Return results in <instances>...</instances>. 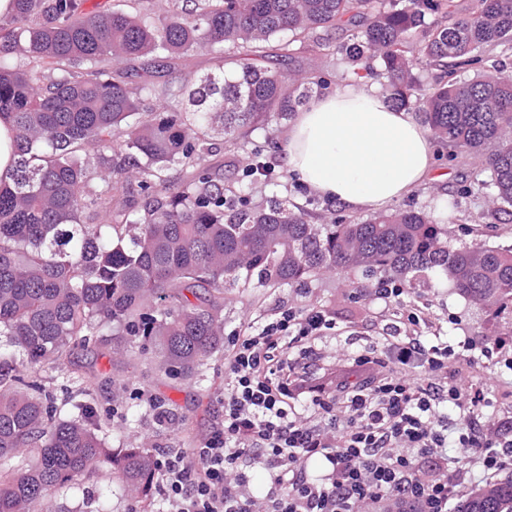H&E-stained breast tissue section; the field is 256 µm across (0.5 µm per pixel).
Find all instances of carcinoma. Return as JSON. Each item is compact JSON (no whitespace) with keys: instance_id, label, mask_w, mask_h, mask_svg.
<instances>
[{"instance_id":"cac0c4a2","label":"carcinoma","mask_w":512,"mask_h":512,"mask_svg":"<svg viewBox=\"0 0 512 512\" xmlns=\"http://www.w3.org/2000/svg\"><path fill=\"white\" fill-rule=\"evenodd\" d=\"M86 2L14 0L0 22V116L13 122L18 156L10 181L0 178V512H36L53 488L105 466L150 494L154 455L112 453L87 384L61 417L50 414L42 380L22 374L63 368L97 336L112 337L119 356L151 346L162 368L192 378L224 348V292L353 268L407 276L410 289L438 270L472 303L512 316V248L453 247L412 209L313 224L286 200L255 204L250 186L273 180L275 145L248 139L259 124L288 120L309 93L305 77L250 56L280 34L285 58L299 39L324 50L314 34L345 20L352 60H381L388 101L415 105L435 138L482 157L494 204L512 207V77L456 78L478 54L512 44V0H471L460 17L452 0H170L161 18L151 0L105 11ZM436 14L451 22L428 25ZM197 50L236 67L178 86L135 81L128 67L138 61L147 73ZM417 57L448 61L425 93ZM216 134L250 156L233 190L210 163ZM456 512H512V474L463 497Z\"/></svg>"}]
</instances>
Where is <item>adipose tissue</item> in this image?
Masks as SVG:
<instances>
[{"label":"adipose tissue","instance_id":"adipose-tissue-1","mask_svg":"<svg viewBox=\"0 0 512 512\" xmlns=\"http://www.w3.org/2000/svg\"><path fill=\"white\" fill-rule=\"evenodd\" d=\"M288 168L353 210L384 209L432 180V138L382 92L356 84L310 101L288 130Z\"/></svg>","mask_w":512,"mask_h":512}]
</instances>
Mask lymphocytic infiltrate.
<instances>
[{
	"label": "lymphocytic infiltrate",
	"mask_w": 512,
	"mask_h": 512,
	"mask_svg": "<svg viewBox=\"0 0 512 512\" xmlns=\"http://www.w3.org/2000/svg\"><path fill=\"white\" fill-rule=\"evenodd\" d=\"M335 327L326 309L285 305L262 328L225 337L218 427L198 448L158 454L157 490L172 512H451L512 469V430L482 424L498 373L463 372L473 343L411 336L355 355L320 391L316 343Z\"/></svg>",
	"instance_id": "1"
}]
</instances>
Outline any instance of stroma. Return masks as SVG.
Segmentation results:
<instances>
[{
  "label": "stroma",
  "instance_id": "1",
  "mask_svg": "<svg viewBox=\"0 0 512 512\" xmlns=\"http://www.w3.org/2000/svg\"><path fill=\"white\" fill-rule=\"evenodd\" d=\"M348 27L328 33L330 49L312 50L309 43L296 44L290 58H282L280 38H272L255 59L261 67L296 71L311 78L313 96L336 90L347 82H359L366 88L381 89L375 72L379 60L368 67L353 69L349 60L335 50L347 42ZM276 182L258 185L252 199L261 203L272 197L288 200L302 208L311 222L328 224L332 220H367L370 209L350 210L337 206L310 191L288 171L285 152L272 158ZM435 170L446 172L441 183H426L403 199L397 206L430 214L438 223L447 225L453 245L481 242L490 246H512V208L499 211L492 202L493 190L489 174L479 158L458 156L448 159L442 144L433 146ZM361 270L342 274L320 273L306 283L305 293L290 287H256L235 289L224 296V333L232 335L243 329L248 320L274 319L281 306L292 303L301 307L315 306L332 311L336 328L320 341L324 364H331L337 351L359 354L373 346H382L408 336L447 337L455 346L472 337L488 342L499 334L512 331V324L497 318L486 309L472 305L451 288L437 273H430L425 284L406 296L405 301L420 316L416 325L403 321L398 309H383L375 302L361 304L350 298L352 291L366 285ZM90 376L99 413L116 408L122 419L103 421L102 431L113 452L148 443L153 451L163 448H193L209 435L224 410V354L214 353L203 367L204 380L197 383L180 375L160 370L152 353L136 354L125 360L111 359L106 342L96 348L72 350L65 371L44 367L40 377L58 410L68 408L73 391L65 378L66 371ZM148 390L165 404L170 424L158 426L151 413L135 399L133 388ZM43 512H166L158 497L142 500L127 492L117 475L102 470L93 479L51 491L43 501Z\"/></svg>",
  "mask_w": 512,
  "mask_h": 512
}]
</instances>
